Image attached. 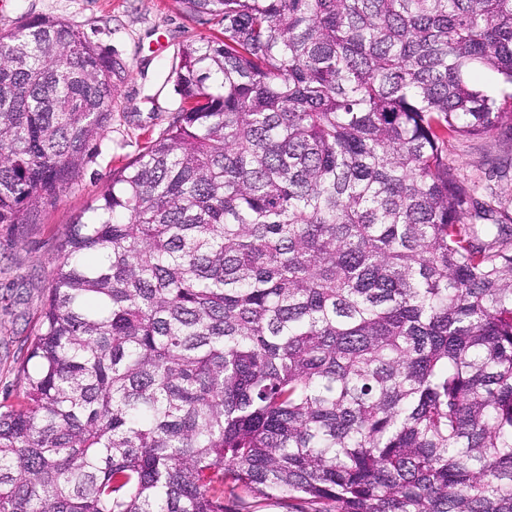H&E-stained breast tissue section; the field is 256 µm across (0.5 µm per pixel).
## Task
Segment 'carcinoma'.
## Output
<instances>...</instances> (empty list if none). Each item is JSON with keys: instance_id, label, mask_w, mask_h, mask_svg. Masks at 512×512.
Wrapping results in <instances>:
<instances>
[{"instance_id": "carcinoma-1", "label": "carcinoma", "mask_w": 512, "mask_h": 512, "mask_svg": "<svg viewBox=\"0 0 512 512\" xmlns=\"http://www.w3.org/2000/svg\"><path fill=\"white\" fill-rule=\"evenodd\" d=\"M183 105L69 225L0 512H512V216L448 137L512 132V0H179ZM126 70L0 32V224L76 181ZM258 500L248 490L237 489L226 505L229 507L228 512H289L286 500Z\"/></svg>"}]
</instances>
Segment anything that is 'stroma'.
I'll return each instance as SVG.
<instances>
[{"label":"stroma","mask_w":512,"mask_h":512,"mask_svg":"<svg viewBox=\"0 0 512 512\" xmlns=\"http://www.w3.org/2000/svg\"><path fill=\"white\" fill-rule=\"evenodd\" d=\"M34 18L78 26L88 40L125 66L112 120L86 157L81 175L35 224H0V406L19 400L16 370L34 338L48 273L66 228L147 142L163 132L182 104L173 70L189 40L217 33L210 17H190L177 0H0V32ZM512 142L495 134L449 140L448 162L478 198L512 211Z\"/></svg>","instance_id":"stroma-1"}]
</instances>
